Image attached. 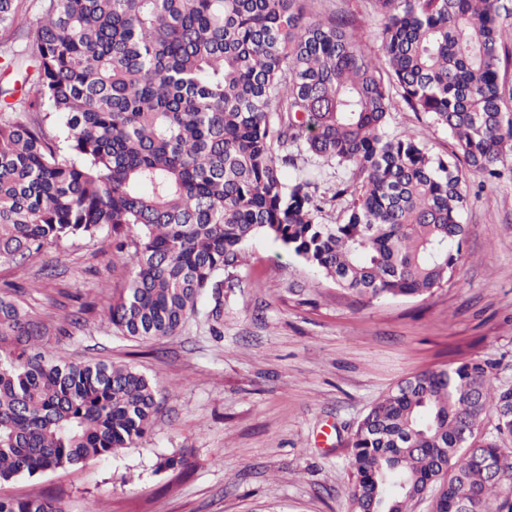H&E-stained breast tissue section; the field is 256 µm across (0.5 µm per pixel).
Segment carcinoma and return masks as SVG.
Returning a JSON list of instances; mask_svg holds the SVG:
<instances>
[{"mask_svg": "<svg viewBox=\"0 0 512 512\" xmlns=\"http://www.w3.org/2000/svg\"><path fill=\"white\" fill-rule=\"evenodd\" d=\"M35 26L0 0V265L112 233L126 287L101 315L122 335L172 336L267 235L359 299L450 280L466 238V174L512 156L506 73L512 0H370L380 48L322 0H45ZM418 129L388 130L394 98ZM307 153L350 171L325 187ZM351 196L344 222L323 206ZM0 282V482L128 448L158 412L128 365L63 363L53 327ZM493 410V431L481 423ZM512 385L486 365L427 369L388 392L352 437L355 512H512ZM0 512H61L0 498ZM389 128L392 133H399L407 128H422L424 137L430 148L437 153H446L453 147L448 131L438 126H422L413 112L405 109L398 98L394 99L391 107Z\"/></svg>", "mask_w": 512, "mask_h": 512, "instance_id": "carcinoma-1", "label": "carcinoma"}]
</instances>
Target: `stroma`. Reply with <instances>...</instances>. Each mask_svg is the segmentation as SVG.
I'll return each mask as SVG.
<instances>
[{
  "label": "stroma",
  "instance_id": "stroma-1",
  "mask_svg": "<svg viewBox=\"0 0 512 512\" xmlns=\"http://www.w3.org/2000/svg\"><path fill=\"white\" fill-rule=\"evenodd\" d=\"M468 234L450 282L360 302L259 236L244 247L224 322L212 298L175 335L142 342L98 313L129 277L107 233L69 240L0 278L25 284L66 326L61 361L127 364L155 386L149 433L118 455L0 483V496L57 498L64 512H352L351 437L371 406L428 368L477 360L512 385V176L471 187ZM56 277L40 279L42 269ZM88 305L81 325L70 313ZM185 456V467L162 461Z\"/></svg>",
  "mask_w": 512,
  "mask_h": 512
}]
</instances>
